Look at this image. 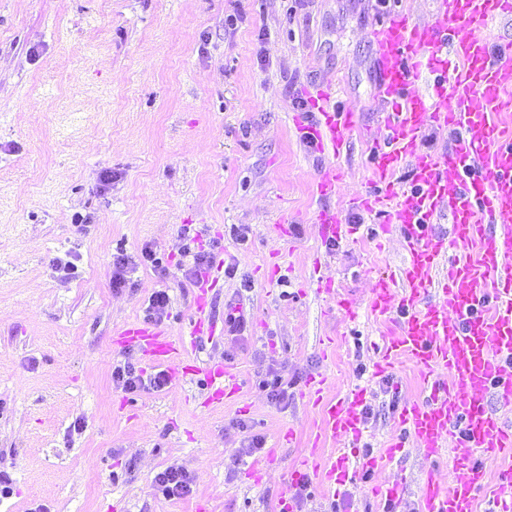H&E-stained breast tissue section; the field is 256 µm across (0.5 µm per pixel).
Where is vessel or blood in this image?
<instances>
[{"instance_id":"1","label":"vessel or blood","mask_w":512,"mask_h":512,"mask_svg":"<svg viewBox=\"0 0 512 512\" xmlns=\"http://www.w3.org/2000/svg\"><path fill=\"white\" fill-rule=\"evenodd\" d=\"M505 15L512 16V0H438L432 22L401 11L372 29L386 134L366 142L374 190L356 203L390 212L407 254L398 275L378 277L371 290V310L396 324L374 371L385 376L410 363L427 394L402 408L400 426L427 456L453 448L448 477L431 474L419 486L420 512H476L481 498L487 512H512V466L492 478L480 462L512 456L505 417L512 410V122L504 118L512 111V42L496 50L485 34ZM308 99L320 117L311 122L298 113L296 131L320 153L339 154L356 126L353 107L338 103L328 84L316 85ZM432 128L454 131V144L421 149ZM403 167L411 173L406 185L394 178ZM442 214L449 219L444 234L433 228ZM316 222L325 240L354 232L329 207ZM133 346L174 375L203 376L210 401L238 390L224 365L184 367L179 345L158 328L133 324L113 340L117 353ZM327 387V378L314 379L306 393L326 436L360 438L366 389L350 387L336 400L324 398ZM293 474L336 486L349 470L345 459L327 466L312 453Z\"/></svg>"}]
</instances>
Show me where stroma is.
<instances>
[{
  "mask_svg": "<svg viewBox=\"0 0 512 512\" xmlns=\"http://www.w3.org/2000/svg\"><path fill=\"white\" fill-rule=\"evenodd\" d=\"M396 10L427 21L436 3L0 0V512H281L286 501L293 512H418L417 482L447 474V458L384 450L423 383L406 362L372 375L389 325L370 289L406 253L398 232L351 206L372 189L364 138L382 134L370 31ZM326 81L357 112L333 159L294 128L306 89ZM331 164L341 178L330 204L357 232L325 241L313 188ZM188 234L219 246L202 309ZM147 245L165 273L141 265L114 289V255ZM322 280L355 300L353 319L333 310ZM160 288L170 304L159 328L186 338L187 363L228 367L238 394L208 406L197 378L115 387L113 362L147 364L139 349L114 353L113 338L144 323ZM200 319L211 332L190 335ZM271 371L288 383L279 404L258 388ZM322 376L330 398L368 386L354 448L377 460L334 489L291 478L311 446L328 462L340 453L315 441L304 398ZM255 437L262 449L245 455ZM170 466L191 474L189 496L156 494ZM395 482L399 507L372 495Z\"/></svg>",
  "mask_w": 512,
  "mask_h": 512,
  "instance_id": "35a3bbf8",
  "label": "stroma"
}]
</instances>
